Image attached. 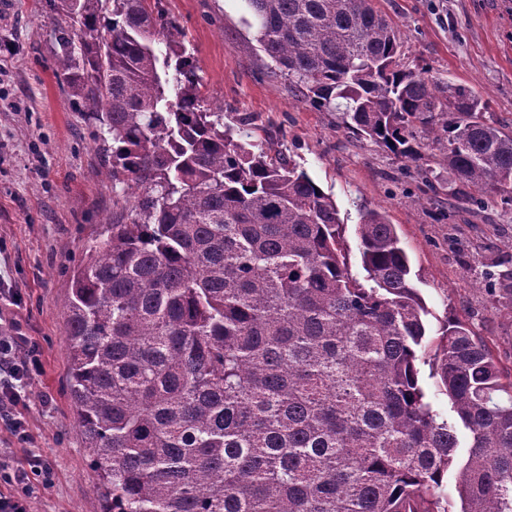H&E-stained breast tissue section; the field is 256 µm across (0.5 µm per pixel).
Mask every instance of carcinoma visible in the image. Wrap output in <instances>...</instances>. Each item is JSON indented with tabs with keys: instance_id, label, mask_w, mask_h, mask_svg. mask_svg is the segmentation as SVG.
Returning a JSON list of instances; mask_svg holds the SVG:
<instances>
[{
	"instance_id": "obj_1",
	"label": "carcinoma",
	"mask_w": 512,
	"mask_h": 512,
	"mask_svg": "<svg viewBox=\"0 0 512 512\" xmlns=\"http://www.w3.org/2000/svg\"><path fill=\"white\" fill-rule=\"evenodd\" d=\"M145 2L50 4L56 75L112 142V186L136 190L66 312L99 512H512V376L469 322L431 329L382 211L361 213L352 275L336 201L235 138ZM244 2L311 107L409 161L430 138L457 201H512V131L404 64L373 0ZM491 278L512 303V272Z\"/></svg>"
}]
</instances>
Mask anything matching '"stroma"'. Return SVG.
Wrapping results in <instances>:
<instances>
[{
  "label": "stroma",
  "mask_w": 512,
  "mask_h": 512,
  "mask_svg": "<svg viewBox=\"0 0 512 512\" xmlns=\"http://www.w3.org/2000/svg\"><path fill=\"white\" fill-rule=\"evenodd\" d=\"M185 32L202 92L234 124L250 114L252 141L303 167L332 195L344 221L350 269L362 276L355 228L365 209L385 211L422 275L433 320L472 322L512 373V312L484 271L512 270V204L484 207L448 196V179L425 184L413 163L338 128L300 101L254 37L244 0H160ZM400 33L404 63L462 84L512 126V0H377ZM49 0H0V286L18 294L0 317L19 320L37 347L29 381L30 440L19 447L0 419V448L47 460L54 483L32 512H91L103 488L89 468L69 395L66 304L70 273L124 196L105 183L101 130L56 75Z\"/></svg>",
  "instance_id": "obj_1"
}]
</instances>
